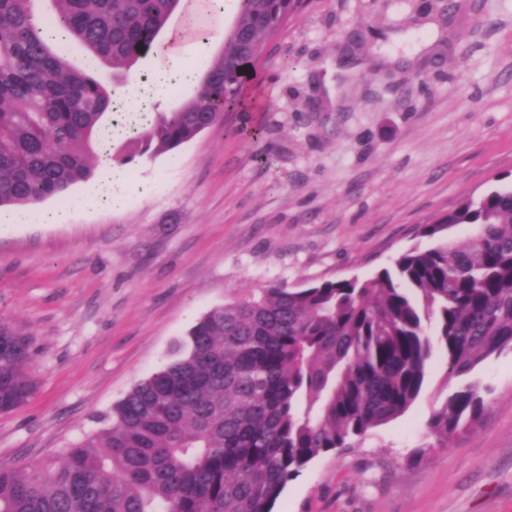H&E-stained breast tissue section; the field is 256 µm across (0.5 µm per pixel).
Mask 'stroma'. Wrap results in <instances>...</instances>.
I'll return each mask as SVG.
<instances>
[{"label":"stroma","instance_id":"1","mask_svg":"<svg viewBox=\"0 0 512 512\" xmlns=\"http://www.w3.org/2000/svg\"><path fill=\"white\" fill-rule=\"evenodd\" d=\"M238 0L131 75L195 95ZM102 170L40 218L0 209V324L31 343L33 399L0 413V467L24 468L96 433L171 358L190 326L238 295L391 267L431 247L417 228L465 196L512 187V0H310L260 50L244 102L173 154ZM441 356L400 417L289 481L274 512H512V352L475 372L477 424L434 449L452 393Z\"/></svg>","mask_w":512,"mask_h":512}]
</instances>
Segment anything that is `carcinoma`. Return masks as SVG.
Here are the masks:
<instances>
[{
    "label": "carcinoma",
    "instance_id": "carcinoma-1",
    "mask_svg": "<svg viewBox=\"0 0 512 512\" xmlns=\"http://www.w3.org/2000/svg\"><path fill=\"white\" fill-rule=\"evenodd\" d=\"M0 0V207L28 216L89 179L170 152L222 126L261 48L305 0H240L194 97L157 112L120 154L95 151L121 73L156 46L181 0ZM58 28L90 54L54 52ZM101 63L117 71L107 84ZM475 233L458 242L451 229ZM434 241L359 280L274 285L204 315L177 357L139 382L111 424L29 469L0 467V512H272L314 459L351 448L420 396L436 351L462 382L433 411L438 447L471 427L484 399L479 365L512 351V188L466 197L419 226ZM28 340L0 326V410L34 395Z\"/></svg>",
    "mask_w": 512,
    "mask_h": 512
}]
</instances>
